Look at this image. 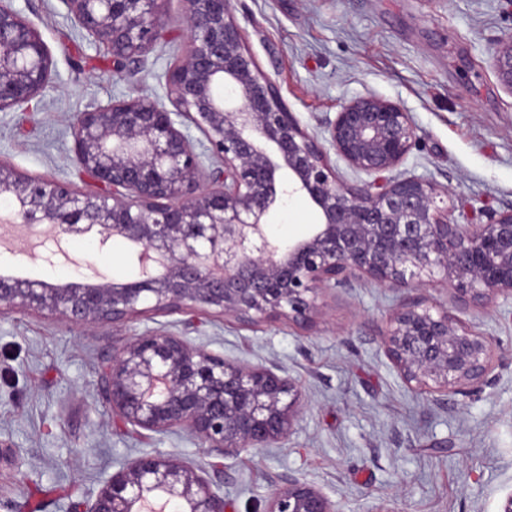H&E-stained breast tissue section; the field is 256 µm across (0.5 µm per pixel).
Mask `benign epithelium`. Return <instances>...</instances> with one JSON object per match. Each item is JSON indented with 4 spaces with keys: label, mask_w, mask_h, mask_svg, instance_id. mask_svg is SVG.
I'll use <instances>...</instances> for the list:
<instances>
[{
    "label": "benign epithelium",
    "mask_w": 512,
    "mask_h": 512,
    "mask_svg": "<svg viewBox=\"0 0 512 512\" xmlns=\"http://www.w3.org/2000/svg\"><path fill=\"white\" fill-rule=\"evenodd\" d=\"M13 2L0 0V112H28L51 82L53 59ZM168 2L62 0L75 25L110 50L118 74L155 49ZM181 2L189 35L164 73L169 105L122 96L79 113L73 125L75 161L97 190L23 175L0 160L1 223L47 224L56 238L94 230L98 250L121 238L139 263L157 267L112 284L1 274L0 315L18 309L94 325L201 312L246 327L285 320L307 329L320 293L363 277L396 290L438 276L462 312L512 300V207L461 224L434 181L382 179L416 141L402 106L359 94L324 121L326 136L311 134L260 69L232 0ZM492 67L512 94V32L498 40ZM333 155L374 180L341 181ZM293 196L310 204L317 223L285 242L265 218ZM382 344L408 385L440 396L470 392L490 371L486 337L420 302L393 308ZM98 390L135 432L185 430L222 456L275 447L302 411L291 379L155 330L112 347ZM73 512H225L224 471L145 453ZM266 512L340 510L322 490L290 479Z\"/></svg>",
    "instance_id": "benign-epithelium-1"
}]
</instances>
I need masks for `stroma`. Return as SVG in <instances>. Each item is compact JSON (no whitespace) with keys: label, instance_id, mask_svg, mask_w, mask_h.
<instances>
[{"label":"stroma","instance_id":"35a3bbf8","mask_svg":"<svg viewBox=\"0 0 512 512\" xmlns=\"http://www.w3.org/2000/svg\"><path fill=\"white\" fill-rule=\"evenodd\" d=\"M54 61L50 86L31 111L0 112V159L29 176L92 189L77 166L78 113L115 96L165 100L160 76L187 30L170 0L165 35L132 72L117 74L106 47L79 32L61 0H15ZM234 14L264 73L312 134L341 103L374 93L409 112L417 140L397 177L416 175L448 190L458 222L482 224L512 206V93L498 83L491 53L512 32V0H234ZM316 216L291 199L269 217L283 237ZM69 260L11 254L0 241V274L63 285L96 266L106 282L139 269L126 243L99 252L69 239ZM457 312L442 283L392 291L369 279L325 291L313 329L281 321L256 328L198 313L150 314L124 324L75 325L22 310L0 317V512H72L121 463L155 451L224 470L227 512H265L272 490L294 477L326 493L340 512H497L512 494V303L496 300L463 318L490 340L488 381L439 402L408 387L381 335L401 300ZM184 333L212 351L276 366L301 388L304 409L281 447L205 455L184 431L140 435L112 417L98 370L113 345L146 330Z\"/></svg>","mask_w":512,"mask_h":512}]
</instances>
